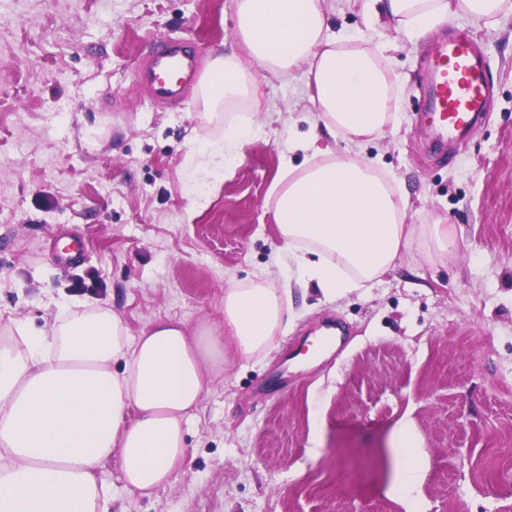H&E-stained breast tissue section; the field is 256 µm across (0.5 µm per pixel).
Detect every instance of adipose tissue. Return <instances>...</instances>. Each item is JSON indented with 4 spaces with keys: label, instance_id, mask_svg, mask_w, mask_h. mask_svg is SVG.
Wrapping results in <instances>:
<instances>
[{
    "label": "adipose tissue",
    "instance_id": "adipose-tissue-1",
    "mask_svg": "<svg viewBox=\"0 0 512 512\" xmlns=\"http://www.w3.org/2000/svg\"><path fill=\"white\" fill-rule=\"evenodd\" d=\"M324 2L235 0L251 65L218 56L204 87L216 108L248 96L256 74H313L316 120L345 148L300 143L317 161L300 170L283 160L275 216L297 283L317 282L332 301L384 275L409 235L406 198L358 152L398 120L383 50L328 35ZM381 11L422 34L451 13L496 27L512 0H381ZM287 307V293L259 281L225 289L220 331L159 320L132 340L116 313L86 303L65 304L46 332L16 323L20 345L0 344V512H108L97 471L114 455L129 493L171 484L185 463L188 416L226 352L269 349L288 328Z\"/></svg>",
    "mask_w": 512,
    "mask_h": 512
}]
</instances>
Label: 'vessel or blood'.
<instances>
[{"instance_id":"1","label":"vessel or blood","mask_w":512,"mask_h":512,"mask_svg":"<svg viewBox=\"0 0 512 512\" xmlns=\"http://www.w3.org/2000/svg\"><path fill=\"white\" fill-rule=\"evenodd\" d=\"M193 70V58L177 41L154 43L138 73L149 100L157 105L181 102V87ZM429 109L437 141L448 142L471 129L488 112L492 86L469 30L450 32L438 41L429 70Z\"/></svg>"}]
</instances>
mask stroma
I'll return each instance as SVG.
<instances>
[{"mask_svg": "<svg viewBox=\"0 0 512 512\" xmlns=\"http://www.w3.org/2000/svg\"><path fill=\"white\" fill-rule=\"evenodd\" d=\"M331 33L380 45L401 120L363 143L410 200V240L380 282L325 302L293 285V322L275 350L229 356L186 425L177 479L128 493L118 458L99 480L109 512H407L389 488L399 422L424 450V512H512V15L469 16L422 37L379 21L373 0H325ZM473 29L495 90L490 112L450 151L424 130L427 53L448 27ZM184 42L196 79L179 105H152L137 70L150 43ZM244 55L235 0H0V341L14 322L50 329L76 281L137 337L158 320L224 322V290L270 278L288 252L269 195L292 141L317 132L305 70L258 77L251 98L209 112L198 91L212 59ZM256 116L254 140L223 173L200 145ZM221 177L193 223L197 186ZM457 248L436 254L429 224ZM78 236L82 263L49 244ZM331 350L306 354L334 322Z\"/></svg>", "mask_w": 512, "mask_h": 512, "instance_id": "stroma-1", "label": "stroma"}]
</instances>
